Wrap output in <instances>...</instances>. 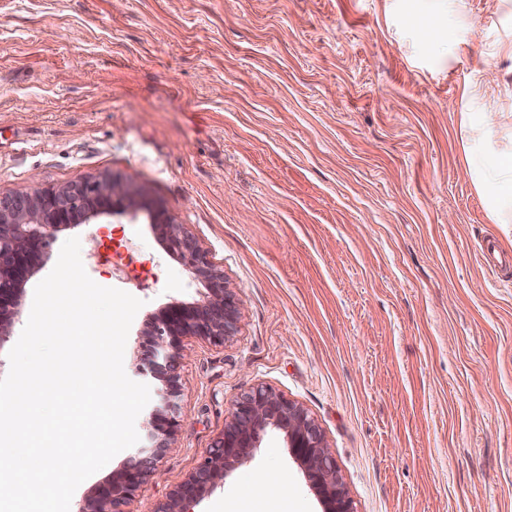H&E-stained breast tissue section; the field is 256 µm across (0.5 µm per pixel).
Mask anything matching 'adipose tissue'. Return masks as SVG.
Instances as JSON below:
<instances>
[{"instance_id":"1","label":"adipose tissue","mask_w":512,"mask_h":512,"mask_svg":"<svg viewBox=\"0 0 512 512\" xmlns=\"http://www.w3.org/2000/svg\"><path fill=\"white\" fill-rule=\"evenodd\" d=\"M512 124L511 112H479L461 115L460 125L480 149L466 148L465 167L473 183L489 203L492 221L512 223V148L499 147L497 137L502 125Z\"/></svg>"}]
</instances>
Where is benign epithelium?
Segmentation results:
<instances>
[{"label": "benign epithelium", "instance_id": "7a95c632", "mask_svg": "<svg viewBox=\"0 0 512 512\" xmlns=\"http://www.w3.org/2000/svg\"><path fill=\"white\" fill-rule=\"evenodd\" d=\"M142 208L141 191L110 175L0 195V347L21 317L26 282L48 257L58 233L102 217H134ZM148 215L166 253L181 263L205 293L192 302L173 300L151 316L135 363V374L151 389L138 447L95 487L78 512H128L126 507L155 474L179 431L178 368L188 356L187 340L202 339L222 347L237 332L240 301L224 283V273L165 210L150 209ZM270 426L285 433L288 448L303 466L324 512H354L320 427L299 405L263 385L233 402L231 420L221 436L158 512H192L236 465L252 457Z\"/></svg>", "mask_w": 512, "mask_h": 512}]
</instances>
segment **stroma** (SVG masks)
<instances>
[{
  "instance_id": "obj_1",
  "label": "stroma",
  "mask_w": 512,
  "mask_h": 512,
  "mask_svg": "<svg viewBox=\"0 0 512 512\" xmlns=\"http://www.w3.org/2000/svg\"><path fill=\"white\" fill-rule=\"evenodd\" d=\"M510 39L512 0H0V194L142 186L241 299L224 346L190 340L181 428L132 512H156L260 384L319 425L354 512H512V265L479 257L488 239L512 256V229L460 125L478 73L512 83ZM72 235L94 282L143 302L132 371L149 316L203 288L147 214L108 217L61 232L24 309ZM323 510L273 428L195 508Z\"/></svg>"
}]
</instances>
